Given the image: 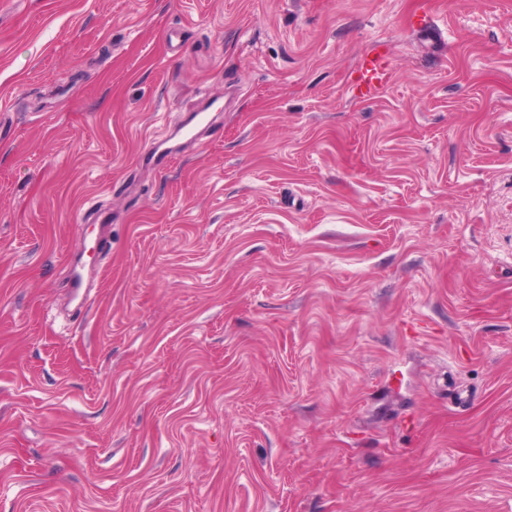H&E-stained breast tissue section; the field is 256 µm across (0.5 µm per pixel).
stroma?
Segmentation results:
<instances>
[{"instance_id": "1", "label": "stroma", "mask_w": 512, "mask_h": 512, "mask_svg": "<svg viewBox=\"0 0 512 512\" xmlns=\"http://www.w3.org/2000/svg\"><path fill=\"white\" fill-rule=\"evenodd\" d=\"M0 512H512V0H0ZM356 74L351 82V91L362 99L375 98L392 78L384 55L379 53L377 48L361 58Z\"/></svg>"}]
</instances>
